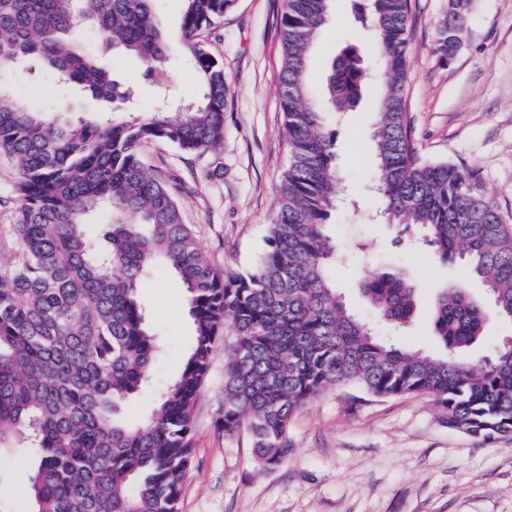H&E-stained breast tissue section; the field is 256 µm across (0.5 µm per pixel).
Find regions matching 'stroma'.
<instances>
[{
    "instance_id": "1",
    "label": "stroma",
    "mask_w": 512,
    "mask_h": 512,
    "mask_svg": "<svg viewBox=\"0 0 512 512\" xmlns=\"http://www.w3.org/2000/svg\"><path fill=\"white\" fill-rule=\"evenodd\" d=\"M366 0H333L332 17L309 56L310 103H318L331 60L349 44L367 47L368 25L355 17ZM405 99L421 156L476 170L500 210L512 216V0H474L460 50L449 63L434 52L444 0H411ZM168 38L161 86L140 81L137 58L112 51L105 37L84 39L115 79L134 82L135 106L127 120L157 107L176 111L198 98L201 75L181 37V0H155ZM284 0H236L223 19L204 30L201 47L224 67L232 99L224 113V142L205 154L148 141L142 158L173 181L186 223L220 268L245 273L266 249L267 227L277 212V193L289 152L277 96L282 61L280 21ZM14 97L41 106L62 121L97 111L98 102L73 86L56 85L39 70L12 68ZM381 84L371 79L358 107L327 115L335 141L343 199L328 218L343 251L332 268L336 292L370 323L375 336L421 354L444 349L430 323L439 287L458 284L476 299L486 290L463 261L428 260L414 242L419 227L397 233L378 219L372 134ZM15 172L0 158V264L15 254L14 231L21 200ZM399 268L419 286V311L406 328L378 320L360 292L370 269ZM140 302L163 344L153 365V384L133 400L131 419L146 416L179 373L194 341L187 297L168 270L149 275ZM224 347H216L194 410L192 458L182 479L179 512H512V437L485 440L448 427L426 396L376 399L349 385L326 389L295 416L293 451L264 468L252 458L250 438L225 436ZM14 454L0 456V512H26V479Z\"/></svg>"
}]
</instances>
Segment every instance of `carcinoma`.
<instances>
[{
  "mask_svg": "<svg viewBox=\"0 0 512 512\" xmlns=\"http://www.w3.org/2000/svg\"><path fill=\"white\" fill-rule=\"evenodd\" d=\"M182 37L202 75V101L187 111L119 116L129 90L80 42L93 27L156 79L167 42L154 0H0V153L17 175L14 262L0 265V453L35 460L29 512H178L192 454L193 409L224 336V435L248 432L263 467L283 463L294 415L326 388L355 385L376 398L428 396L448 425L491 439L512 434V338L474 364L412 352L373 335L336 293V242L327 228L339 198L334 140L308 101V54L332 0H285L277 85L290 162L278 190L267 250L246 274L219 269L184 223L172 188L141 158L160 140L190 153L217 149L231 88L197 42L235 0H182ZM372 52L384 76L374 142L376 189L388 224L426 229L428 252L460 259L490 305L462 287L435 295L431 326L445 351L480 341L494 311L512 322V223L476 171L422 159L405 109L410 0H368ZM436 52L454 57L471 0H452ZM34 63L58 82L112 103V113L59 122L19 105L2 68ZM371 74L347 47L327 76L326 109H354ZM110 208L100 237L92 218ZM188 294L195 344L152 412L123 419L146 387L159 343L137 301L156 267ZM361 291L396 328L417 312V287L399 269H373Z\"/></svg>",
  "mask_w": 512,
  "mask_h": 512,
  "instance_id": "cac0c4a2",
  "label": "carcinoma"
}]
</instances>
